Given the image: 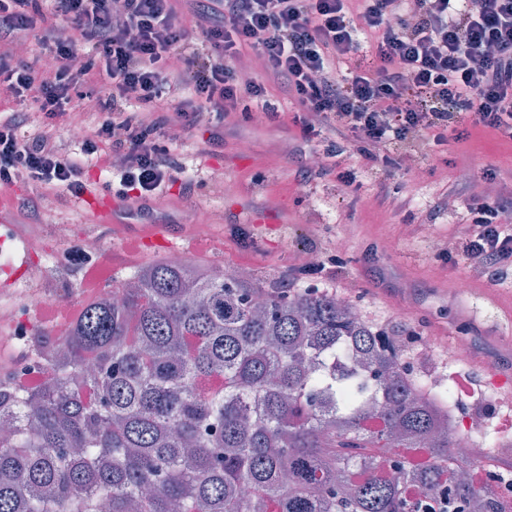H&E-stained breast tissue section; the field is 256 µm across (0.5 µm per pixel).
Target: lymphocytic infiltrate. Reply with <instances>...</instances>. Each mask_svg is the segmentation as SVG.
Returning a JSON list of instances; mask_svg holds the SVG:
<instances>
[{
    "instance_id": "obj_1",
    "label": "lymphocytic infiltrate",
    "mask_w": 512,
    "mask_h": 512,
    "mask_svg": "<svg viewBox=\"0 0 512 512\" xmlns=\"http://www.w3.org/2000/svg\"><path fill=\"white\" fill-rule=\"evenodd\" d=\"M37 42L42 54L21 57ZM372 57L358 59L362 43ZM256 55L262 73L237 68ZM277 91L298 106L294 123L324 160L304 180L351 187L373 180L380 204L410 198L391 185L405 158L446 141L450 111L512 141V0H0V184L79 196L87 169L112 173L110 190L152 217L183 172L172 135L199 126L224 143V123L261 112ZM97 136L62 148L74 115ZM454 225V254L473 276H512V180L489 165Z\"/></svg>"
}]
</instances>
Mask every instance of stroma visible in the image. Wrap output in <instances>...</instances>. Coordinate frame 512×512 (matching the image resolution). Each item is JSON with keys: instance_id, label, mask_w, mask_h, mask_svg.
<instances>
[{"instance_id": "obj_1", "label": "stroma", "mask_w": 512, "mask_h": 512, "mask_svg": "<svg viewBox=\"0 0 512 512\" xmlns=\"http://www.w3.org/2000/svg\"><path fill=\"white\" fill-rule=\"evenodd\" d=\"M271 101L280 111L279 122L237 116L224 124L223 146L198 152L178 144L186 176L202 177L204 185L195 188L191 203L180 202L178 183L169 199L154 202L155 221L166 228L164 240L132 247L130 224L124 234L105 239L99 259L105 280L124 277L176 250L215 272L244 266L272 286L286 274L297 288L347 297L364 319L392 335L420 364L426 356L415 334L449 341L466 332L473 339L471 354L464 362L447 363L444 375H470L473 387L457 397L456 405L487 416L489 429L483 438L491 444L489 453L512 469V286L474 282L467 294H459L457 280L470 275L465 264L448 263L429 243L407 235L406 214L379 207L368 186L347 188L328 178L304 183L313 152L293 123L296 108L277 95ZM431 152L429 162L407 161L401 181L413 199L417 222L434 225L435 238L448 242L468 200L452 197L448 210L434 214L425 207L428 197L447 191L459 170L477 163L512 173V146L477 128L468 140L451 139L432 146ZM216 171L223 172V185L211 182ZM201 210L213 225L206 237L197 236L192 227L194 214ZM6 215L9 224L27 234L29 256L38 261L41 275L19 287L7 275L14 256H0V306L16 302L24 290L44 294L60 312L54 319L45 312L35 315L34 330L59 335L62 321L76 317L87 296L80 267L61 270L54 259L84 238L102 236L103 228L69 198L53 195L43 197L39 223L9 207ZM59 224L72 227L70 237H55ZM386 233L391 242L384 248L380 239ZM306 251L335 255L339 261L328 272L304 275L297 272L294 257ZM484 389L491 391L492 402L481 398Z\"/></svg>"}]
</instances>
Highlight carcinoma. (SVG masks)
Segmentation results:
<instances>
[{
    "instance_id": "1",
    "label": "carcinoma",
    "mask_w": 512,
    "mask_h": 512,
    "mask_svg": "<svg viewBox=\"0 0 512 512\" xmlns=\"http://www.w3.org/2000/svg\"><path fill=\"white\" fill-rule=\"evenodd\" d=\"M115 290L32 345L52 383H0V512H505L460 475L452 391L335 296L166 259Z\"/></svg>"
}]
</instances>
